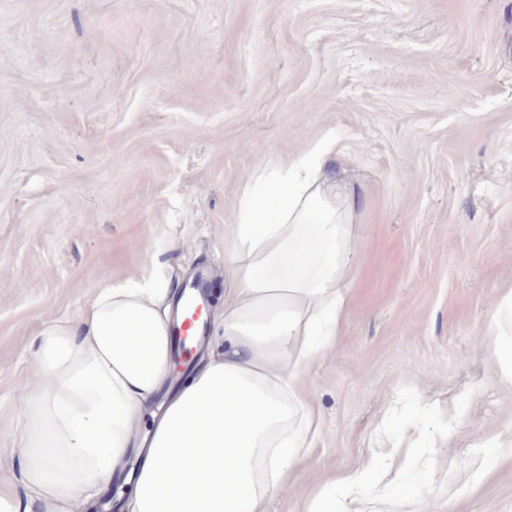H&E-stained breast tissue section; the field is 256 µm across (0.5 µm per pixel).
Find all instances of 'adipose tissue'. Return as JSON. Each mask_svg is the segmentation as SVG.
<instances>
[{
    "label": "adipose tissue",
    "instance_id": "1",
    "mask_svg": "<svg viewBox=\"0 0 512 512\" xmlns=\"http://www.w3.org/2000/svg\"><path fill=\"white\" fill-rule=\"evenodd\" d=\"M240 198L224 227L223 353L171 388L167 282L102 280L36 339L10 451L20 475H0V512H96L116 483L128 512H267L286 489L321 435L304 377L349 303L357 197L331 135L275 177L256 172ZM376 474L367 461L306 512H364L356 493Z\"/></svg>",
    "mask_w": 512,
    "mask_h": 512
}]
</instances>
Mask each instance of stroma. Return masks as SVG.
<instances>
[{
  "label": "stroma",
  "mask_w": 512,
  "mask_h": 512,
  "mask_svg": "<svg viewBox=\"0 0 512 512\" xmlns=\"http://www.w3.org/2000/svg\"><path fill=\"white\" fill-rule=\"evenodd\" d=\"M336 135L363 199L323 434L269 512H512V0H0V448L32 340L106 277L223 272L253 171ZM411 425L404 469L368 445ZM447 428L448 445L427 436ZM377 469L374 460L370 459L363 466L346 474L340 481L342 501L340 510L336 511V481L331 486L321 489L309 502L305 512H368L363 508L355 506L358 499L354 496L358 489L370 478H374ZM332 504V510L326 505Z\"/></svg>",
  "instance_id": "stroma-1"
}]
</instances>
